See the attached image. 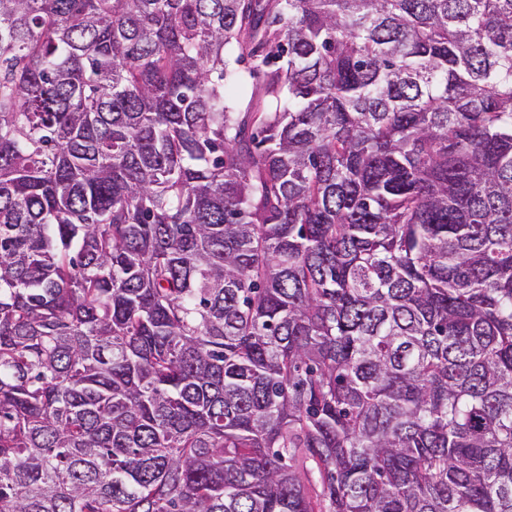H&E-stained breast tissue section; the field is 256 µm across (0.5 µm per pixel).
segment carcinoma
Wrapping results in <instances>:
<instances>
[{"mask_svg": "<svg viewBox=\"0 0 512 512\" xmlns=\"http://www.w3.org/2000/svg\"><path fill=\"white\" fill-rule=\"evenodd\" d=\"M0 512H512V0H0Z\"/></svg>", "mask_w": 512, "mask_h": 512, "instance_id": "1", "label": "carcinoma"}]
</instances>
